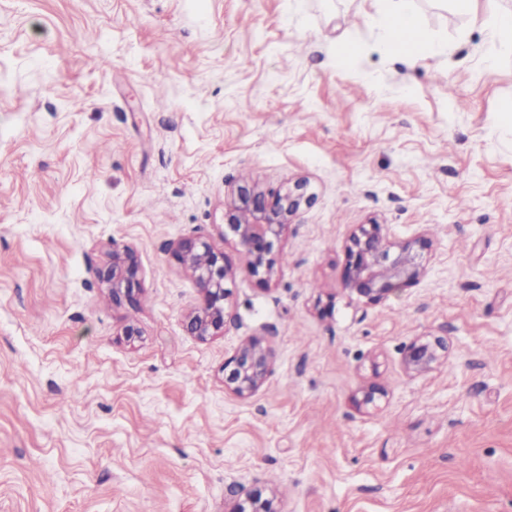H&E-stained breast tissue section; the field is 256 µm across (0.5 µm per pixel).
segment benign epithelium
Here are the masks:
<instances>
[{
	"instance_id": "7a95c632",
	"label": "benign epithelium",
	"mask_w": 512,
	"mask_h": 512,
	"mask_svg": "<svg viewBox=\"0 0 512 512\" xmlns=\"http://www.w3.org/2000/svg\"><path fill=\"white\" fill-rule=\"evenodd\" d=\"M307 183L286 181L277 188L261 189L244 183L232 191L225 204L224 234L232 235L250 273L266 285L275 273L280 242L291 218L308 202ZM431 241L420 236L405 242H392L382 224H362L353 233L346 251L343 270L345 288L376 304L404 287L418 282L425 274L421 252ZM177 262L193 276L201 295L199 307L188 316V332L200 339L224 329V304L230 291L226 281L233 271L224 252L196 238L183 239L173 253ZM138 262L129 250L112 254V299L129 297L138 283ZM447 356L445 341L417 339L409 344L403 363L407 371H432ZM275 352L263 338L246 339L224 360V390L240 399L253 396L272 371ZM232 512H275L272 501L258 493L250 494Z\"/></svg>"
}]
</instances>
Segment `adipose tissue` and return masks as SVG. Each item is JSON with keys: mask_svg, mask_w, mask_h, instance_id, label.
<instances>
[{"mask_svg": "<svg viewBox=\"0 0 512 512\" xmlns=\"http://www.w3.org/2000/svg\"><path fill=\"white\" fill-rule=\"evenodd\" d=\"M383 13L381 47L388 54L417 59L425 41L414 0H380Z\"/></svg>", "mask_w": 512, "mask_h": 512, "instance_id": "ef3b65f1", "label": "adipose tissue"}]
</instances>
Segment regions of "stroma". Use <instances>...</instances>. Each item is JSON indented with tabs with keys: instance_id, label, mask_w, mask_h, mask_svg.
Returning a JSON list of instances; mask_svg holds the SVG:
<instances>
[{
	"instance_id": "1",
	"label": "stroma",
	"mask_w": 512,
	"mask_h": 512,
	"mask_svg": "<svg viewBox=\"0 0 512 512\" xmlns=\"http://www.w3.org/2000/svg\"><path fill=\"white\" fill-rule=\"evenodd\" d=\"M378 8L0 0V512H230L252 490L275 512H512V55L486 63L484 21L512 0H416L440 50L414 64L381 50ZM354 34L360 65H334ZM292 178L313 198L262 286L224 202ZM372 222L432 240L377 304L342 282ZM189 237L233 269L205 340ZM126 249L140 290L116 301ZM251 336L275 360L242 400L224 361ZM421 336L448 359L416 375ZM139 273L138 262L130 250L123 253L114 252L112 254V279L111 274L109 281L112 282V298L120 300L121 296L130 297L135 284L138 283L137 277ZM122 290L125 291L123 294ZM445 356L448 357L447 347L442 338H419L406 347L403 363L407 371L423 374L432 371Z\"/></svg>"
}]
</instances>
